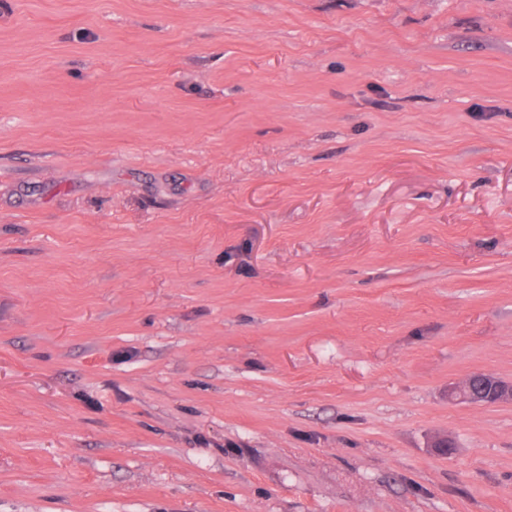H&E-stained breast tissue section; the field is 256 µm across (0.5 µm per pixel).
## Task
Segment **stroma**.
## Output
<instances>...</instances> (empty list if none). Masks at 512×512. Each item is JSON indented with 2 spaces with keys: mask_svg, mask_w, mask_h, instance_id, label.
Masks as SVG:
<instances>
[{
  "mask_svg": "<svg viewBox=\"0 0 512 512\" xmlns=\"http://www.w3.org/2000/svg\"><path fill=\"white\" fill-rule=\"evenodd\" d=\"M474 373L512 0H0V512H512Z\"/></svg>",
  "mask_w": 512,
  "mask_h": 512,
  "instance_id": "stroma-1",
  "label": "stroma"
}]
</instances>
